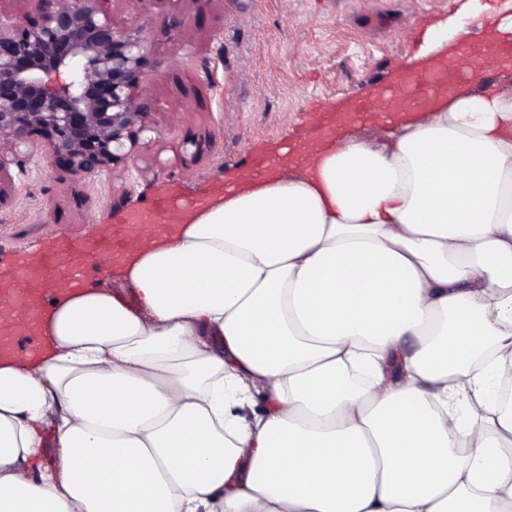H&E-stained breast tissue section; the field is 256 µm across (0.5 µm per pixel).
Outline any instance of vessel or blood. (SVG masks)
I'll return each instance as SVG.
<instances>
[{
    "instance_id": "1",
    "label": "vessel or blood",
    "mask_w": 512,
    "mask_h": 512,
    "mask_svg": "<svg viewBox=\"0 0 512 512\" xmlns=\"http://www.w3.org/2000/svg\"><path fill=\"white\" fill-rule=\"evenodd\" d=\"M498 58V49L488 41L467 40L453 57L438 58L423 74L406 72L394 83L372 87L366 95L337 112L336 123L342 126L374 119L372 105L378 99L388 103L387 119H400L448 97L460 83L485 81L487 68ZM206 203V198L197 197L186 206L172 197L161 196L145 210L128 215L126 223L108 225L95 240L63 239L39 254L22 257L12 277L0 281V356L18 351L40 355L44 348L42 313L65 294L90 288L102 280L109 267L100 266V258H111L113 266H121L125 261L124 239L131 225H141L149 233L171 231L182 223L191 207ZM17 279L34 281V289L14 287Z\"/></svg>"
}]
</instances>
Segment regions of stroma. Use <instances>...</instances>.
<instances>
[{"label":"stroma","instance_id":"obj_1","mask_svg":"<svg viewBox=\"0 0 512 512\" xmlns=\"http://www.w3.org/2000/svg\"><path fill=\"white\" fill-rule=\"evenodd\" d=\"M143 27L155 72L148 131L125 162L86 178L52 167L33 141L0 205V271L55 240L93 239L157 196L233 184L257 156L330 121L338 102L386 83L406 58L436 57L425 34L487 36L512 0H106ZM179 37H165L171 21Z\"/></svg>","mask_w":512,"mask_h":512}]
</instances>
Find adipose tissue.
I'll use <instances>...</instances> for the list:
<instances>
[{"instance_id":"1","label":"adipose tissue","mask_w":512,"mask_h":512,"mask_svg":"<svg viewBox=\"0 0 512 512\" xmlns=\"http://www.w3.org/2000/svg\"><path fill=\"white\" fill-rule=\"evenodd\" d=\"M126 251L0 361V512H512V89Z\"/></svg>"}]
</instances>
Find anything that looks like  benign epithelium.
<instances>
[{
    "label": "benign epithelium",
    "mask_w": 512,
    "mask_h": 512,
    "mask_svg": "<svg viewBox=\"0 0 512 512\" xmlns=\"http://www.w3.org/2000/svg\"><path fill=\"white\" fill-rule=\"evenodd\" d=\"M33 2L23 12L0 8V184L33 136L74 175L109 169L136 147L154 110L143 28L115 25L103 0ZM61 67L71 82L47 90L41 75Z\"/></svg>",
    "instance_id": "benign-epithelium-1"
}]
</instances>
